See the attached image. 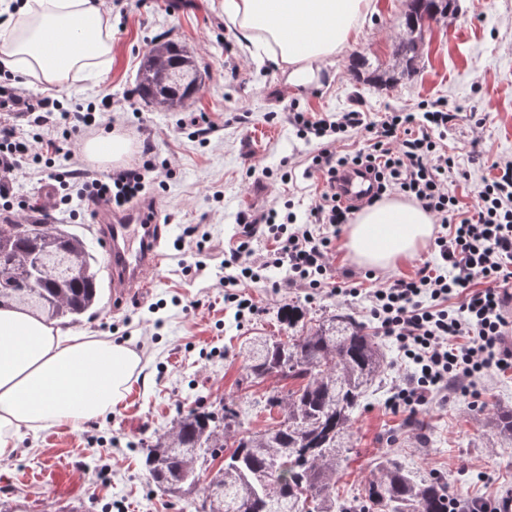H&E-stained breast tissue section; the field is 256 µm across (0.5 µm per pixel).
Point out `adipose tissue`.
<instances>
[{
    "label": "adipose tissue",
    "mask_w": 512,
    "mask_h": 512,
    "mask_svg": "<svg viewBox=\"0 0 512 512\" xmlns=\"http://www.w3.org/2000/svg\"><path fill=\"white\" fill-rule=\"evenodd\" d=\"M370 0H224L239 42L289 69L296 86L309 83L347 47ZM112 60V26L98 0H23L0 21V68L58 91L98 75ZM433 218L421 206L382 199L350 224L344 246L353 260L386 269L424 246ZM142 355L105 336L61 333L31 312L0 308V460L22 435L50 427L78 428L112 412Z\"/></svg>",
    "instance_id": "1"
}]
</instances>
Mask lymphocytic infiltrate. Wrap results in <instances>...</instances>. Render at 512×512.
<instances>
[{
  "label": "lymphocytic infiltrate",
  "instance_id": "lymphocytic-infiltrate-1",
  "mask_svg": "<svg viewBox=\"0 0 512 512\" xmlns=\"http://www.w3.org/2000/svg\"><path fill=\"white\" fill-rule=\"evenodd\" d=\"M26 110L29 125L51 130L52 135L34 141L16 128L0 127L1 199L9 194L22 164L54 163L65 141L95 123L92 112H70L50 99L27 105ZM456 118L438 103L418 114L389 112L378 120L356 110L340 113L333 121L294 113L298 134L323 141L310 164L324 181L310 211L313 222L299 225L289 214L280 223L271 210L240 214L236 244L224 255V285L231 290L230 301L242 311L252 310L253 303L234 294V287L243 279L261 281L270 265L286 269L289 281L326 287L328 256L342 225L356 212L336 192L338 176L350 168L372 173L378 194H402L431 213L444 230L434 240L437 262H424L414 276L385 282L370 295L372 317L413 365L393 392L391 406L398 413L416 414L434 397L447 396L451 383L512 369L508 321L502 314L503 288L512 284V160L494 163V175L477 190L472 215H463L448 183L449 175L459 173V163L442 154L436 141ZM360 130L372 134L370 150L340 153L338 142ZM153 167L147 159L106 179L78 170L58 172V180L78 182L77 194L62 195L59 202L67 205L77 198L125 207L143 191L145 173ZM260 238L275 243L264 262L253 249ZM453 297L461 300L455 310L448 307Z\"/></svg>",
  "mask_w": 512,
  "mask_h": 512
}]
</instances>
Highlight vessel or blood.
<instances>
[{
	"label": "vessel or blood",
	"instance_id": "vessel-or-blood-1",
	"mask_svg": "<svg viewBox=\"0 0 512 512\" xmlns=\"http://www.w3.org/2000/svg\"><path fill=\"white\" fill-rule=\"evenodd\" d=\"M368 178L350 173L340 181L338 192L343 201L354 202L370 191ZM158 201L115 211L104 202L94 207L95 219L102 225L101 238L106 245L107 264L112 275V306L121 309L137 289L147 286L146 275L158 268L164 257L162 225L156 224Z\"/></svg>",
	"mask_w": 512,
	"mask_h": 512
}]
</instances>
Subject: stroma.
<instances>
[{"mask_svg": "<svg viewBox=\"0 0 512 512\" xmlns=\"http://www.w3.org/2000/svg\"><path fill=\"white\" fill-rule=\"evenodd\" d=\"M409 4L372 0L349 46L310 85L295 87L287 70L251 60L224 18V0H114L107 10L111 63L97 81L76 82L57 98L67 110L98 111L95 127L74 138L81 169L102 178L115 172V165H100L82 151L101 133L113 130L130 140L127 167L138 162L144 143L152 144L157 168L145 196L160 203L165 258L149 272V288L116 310L92 209L75 200L45 211L44 218L84 237L97 260L96 313L81 317L73 330L134 340L144 351V369L111 415L76 429L26 435L16 454L0 462V512H198L201 492L158 491L144 465L145 446L200 404L216 412L227 404L247 412L243 436L279 420V413L263 406L293 383H250L241 342L257 334L290 336L277 319L288 303L304 308L307 327L339 313L376 332L368 294L387 278L413 276L423 262L434 261L428 244L396 267L371 271L339 246L330 280L355 285L358 297L330 287L309 292L285 283V270L272 268L266 281L239 287L259 307L258 315L239 317L235 304L224 299V253L237 238L238 214L288 207L304 224L322 189L321 180L306 173L318 141L297 136L292 112L332 120L354 109L378 118L415 112L427 102L445 105L459 118L439 144L468 173L453 184L466 211L483 179L492 176V164L512 159V0H458L454 16L425 27L415 72L407 78L393 50L406 35ZM159 41L190 51L203 75L199 91L174 111L156 109L136 93L140 59ZM377 73L398 81L380 85L373 79ZM106 95L112 109L102 113L98 107ZM13 188L15 195L45 201L59 185L50 169L29 163ZM274 280L279 288H271ZM378 341L388 365L356 413L339 468V496L363 495L372 472L391 456L420 476L444 477L464 505L512 493V443L501 440L492 424L497 414L512 410V370L477 381L475 394L432 400L410 420L388 406L410 366L390 338L379 335Z\"/></svg>", "mask_w": 512, "mask_h": 512, "instance_id": "35a3bbf8", "label": "stroma"}]
</instances>
